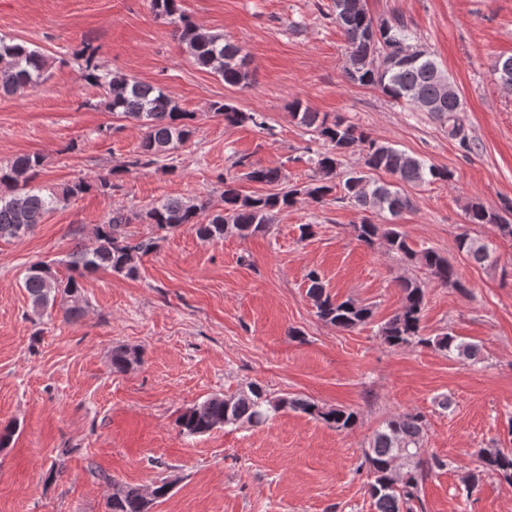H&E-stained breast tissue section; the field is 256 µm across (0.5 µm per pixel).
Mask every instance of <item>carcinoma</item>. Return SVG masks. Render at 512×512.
Listing matches in <instances>:
<instances>
[{"label": "carcinoma", "mask_w": 512, "mask_h": 512, "mask_svg": "<svg viewBox=\"0 0 512 512\" xmlns=\"http://www.w3.org/2000/svg\"><path fill=\"white\" fill-rule=\"evenodd\" d=\"M150 6L155 17L173 25L174 35L198 67L221 77L228 86H251L253 74L242 45L195 24L182 9L181 0H150ZM334 15L344 33L350 60L360 64L353 70L344 69L350 83L376 88L391 101L414 111L419 110L422 100L439 96L441 68L427 50L413 47L415 36L402 17L395 15L387 21V26L380 28V39L375 41L373 31L377 22L368 13L366 0H334ZM96 55L97 48L91 45L77 54L83 61L85 80L99 90L96 106L133 120L145 130L138 150L126 164L98 177L97 189L107 193L119 187L113 179L156 164L160 157L189 142L195 133L192 124L195 114L185 111L177 99L160 86L100 70ZM50 67L49 57L41 50L0 39V96L34 90L49 78ZM209 110L223 118L226 126L250 124L271 131L262 113L244 112L230 99L212 102ZM291 116L329 146L313 159V175L308 181L289 184L283 167H265L241 156L234 166L245 169L243 178L278 186L280 191L245 194L238 188L235 178L226 177L221 194L223 205L216 211L212 210L210 198L203 196L167 199L133 214L116 210L96 225L94 246L78 244L69 254L72 275L67 279L57 278L46 263L30 265L24 288L33 312L41 314L58 305L66 318L77 319L83 313L79 278L100 271L137 277L143 258L157 250L160 238H132L126 226L135 221L161 231L188 225L205 241L221 240L228 234L247 239L267 232L276 214L298 200L322 205L335 195L365 213L386 215L384 224L363 217L355 225L358 239L370 247L377 242L384 244L390 254L424 274L422 279L399 276L394 280L401 294V306L381 326L379 333L383 342L395 349L433 348L462 361H478L479 348L458 340L451 333L434 338L422 335L421 317L428 285L459 292L466 291V285L448 256L431 247L415 249L396 223L403 213L415 209L414 199L402 185L446 182L452 174L446 168L378 141L341 115L318 112L300 99L294 101ZM354 149L362 154L361 167L337 179L340 156ZM43 165L39 154L21 155L5 165L0 164V238L22 239L41 223L59 198L75 197L91 188L88 181L77 179L65 185L61 195H46L33 186ZM379 171L395 177L396 182L371 177V173ZM465 212L468 223L494 224L501 235L512 237V223L505 217L507 213L512 215L511 201L496 209L471 200L465 205ZM455 247L476 264L497 265L498 259L489 245L467 233L456 236ZM307 282L306 295L323 322L351 330L371 319L370 306L351 297L339 299L332 295L318 272L309 271ZM140 362V355L134 349L117 347L112 350V369L117 373ZM288 409L321 419L338 430L350 429L358 421L354 410L326 409L302 397L272 398L263 387L251 384L231 395L206 398L181 414L176 426L183 435L199 436L222 426H259ZM426 432V415L411 410L386 419L374 433L364 451V461L368 470V493L375 512H413V502L419 500V487L426 477L446 466L439 457L425 455ZM477 462V471L464 478L467 491H473L485 473L512 484V448H481ZM171 488L172 483L168 481L156 482L149 488L118 483L108 501L109 512H152L154 504L165 498Z\"/></svg>", "instance_id": "cac0c4a2"}]
</instances>
